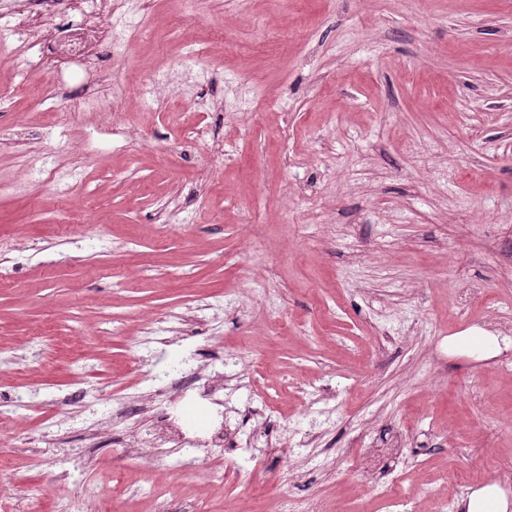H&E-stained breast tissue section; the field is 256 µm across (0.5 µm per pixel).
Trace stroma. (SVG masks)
Returning <instances> with one entry per match:
<instances>
[{
    "instance_id": "stroma-1",
    "label": "stroma",
    "mask_w": 512,
    "mask_h": 512,
    "mask_svg": "<svg viewBox=\"0 0 512 512\" xmlns=\"http://www.w3.org/2000/svg\"><path fill=\"white\" fill-rule=\"evenodd\" d=\"M89 57L25 71L0 45V386L33 408L0 431V512L32 485L48 494L98 487L105 512H148L128 486L187 495L197 512H270L274 498H335L342 512H385L340 452L354 428L392 431L418 448L402 485L417 501L438 483L485 485L512 472V350L479 359L448 351L469 328L512 340V0H126ZM190 26L175 31L174 16ZM210 53L171 67L187 41ZM124 60L102 70L96 56ZM224 68L222 146L192 132L213 114L197 102ZM151 69L167 91L133 101ZM91 86L102 107L131 108L135 136L61 102ZM53 149L54 184L23 177ZM229 159L214 167L218 151ZM178 217L170 229L158 211ZM211 303L210 332L152 352L144 320ZM113 331L98 333L104 314ZM91 340L97 357L82 358ZM252 363L261 382L220 399L188 391L173 414L188 439L234 430L245 407L276 421V448L249 484L236 465L201 484L185 450L144 469L116 448L70 466L69 448L99 415L154 377L179 378L214 346ZM98 382L85 409L68 385ZM69 467L65 485L55 473ZM306 483H290V470Z\"/></svg>"
}]
</instances>
